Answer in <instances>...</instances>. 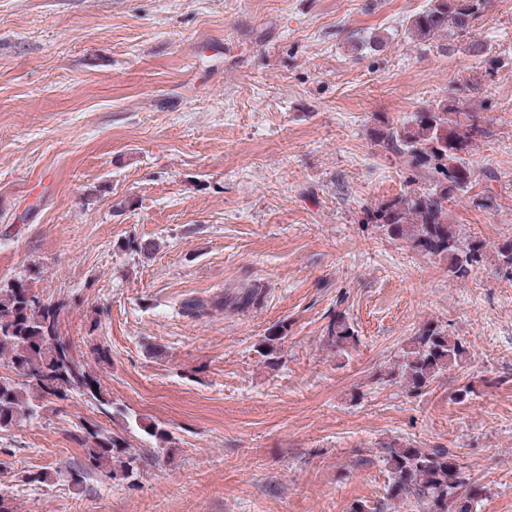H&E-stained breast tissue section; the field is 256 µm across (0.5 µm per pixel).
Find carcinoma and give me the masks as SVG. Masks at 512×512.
<instances>
[{
	"mask_svg": "<svg viewBox=\"0 0 512 512\" xmlns=\"http://www.w3.org/2000/svg\"><path fill=\"white\" fill-rule=\"evenodd\" d=\"M486 0H428L427 7L410 22L419 41L443 34L468 37L481 16ZM488 117L446 102L414 113L400 124L381 122L377 139L397 154L435 176L430 192L400 194L371 212V221L404 239L421 253L448 257L459 274L479 262L481 247L463 246L448 222L444 201L468 188L475 176L470 161L473 144L487 134ZM66 301L39 305V294L23 280L0 284V361L10 374H0V431L37 417L52 405L79 394L106 413V397L98 377L62 339ZM285 329L271 331L260 343L267 357L279 351ZM328 340L343 349L356 340L353 328L338 318L328 327ZM465 348L437 325L426 324L403 350L398 375L412 392L429 387L449 365L459 361ZM75 440L83 459L65 469L72 484L82 486L99 473L127 481L139 466L153 461V454L131 455L130 444L119 433L82 420ZM389 480L382 501L351 504L349 512H386L387 502L409 503L415 512H473L482 489L470 481L459 463L446 451L425 450L390 443L382 448Z\"/></svg>",
	"mask_w": 512,
	"mask_h": 512,
	"instance_id": "obj_1",
	"label": "carcinoma"
}]
</instances>
